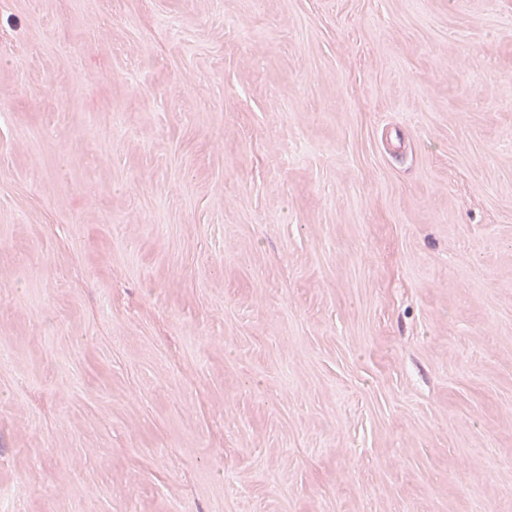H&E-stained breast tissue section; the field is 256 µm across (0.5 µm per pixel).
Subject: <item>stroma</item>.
<instances>
[{
  "instance_id": "1",
  "label": "stroma",
  "mask_w": 512,
  "mask_h": 512,
  "mask_svg": "<svg viewBox=\"0 0 512 512\" xmlns=\"http://www.w3.org/2000/svg\"><path fill=\"white\" fill-rule=\"evenodd\" d=\"M0 512H512V0H0Z\"/></svg>"
}]
</instances>
